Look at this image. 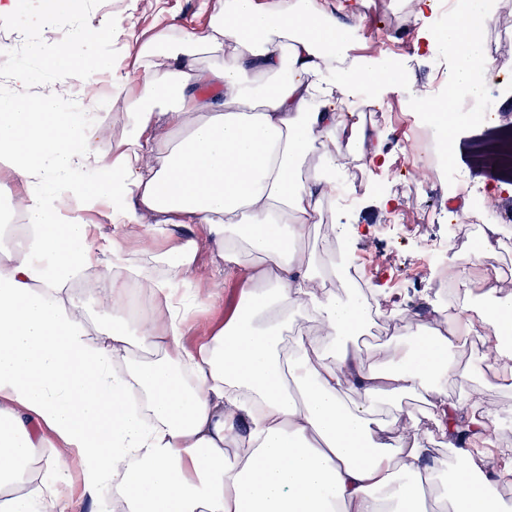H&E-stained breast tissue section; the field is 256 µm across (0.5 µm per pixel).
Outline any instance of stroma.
Instances as JSON below:
<instances>
[{
  "label": "stroma",
  "instance_id": "stroma-1",
  "mask_svg": "<svg viewBox=\"0 0 512 512\" xmlns=\"http://www.w3.org/2000/svg\"><path fill=\"white\" fill-rule=\"evenodd\" d=\"M57 10H49L46 0H18V16L9 25L0 26V47L12 37L26 35L35 49L44 50L70 40L83 25H106L112 29L109 50L119 58L121 72L136 68L139 46L160 30L202 32L211 15L224 0H63ZM386 0H369L359 18V34L367 51L386 52L398 58L408 79L395 91L382 95L373 109L381 118L375 126L387 137L392 152L387 168L371 171L354 170L348 178L343 199L337 200L331 220L344 229L359 227L349 249L351 260L373 258L368 272L369 287L382 289L391 307L426 313L430 305L440 304L430 278L424 275L423 243L446 236L454 218L441 210L440 201L449 188L447 176L435 173L415 178V169L404 154L402 140L412 124V100L421 90L442 88L437 65L444 59L439 46L415 49L412 32L393 24L384 9ZM463 152L456 172L462 173L481 197L483 179L495 178L512 184V168H493L486 161L488 147L512 142V127L484 128L471 113H464L460 127ZM390 200L393 210L401 214V223L380 214L379 204ZM220 262L207 245H200L195 273L185 284L192 300L199 303L197 312L182 338L186 348L215 334L232 314L244 289L241 278L219 275ZM486 385V399L497 411L501 426L492 439L512 445V379L501 372L480 374Z\"/></svg>",
  "mask_w": 512,
  "mask_h": 512
}]
</instances>
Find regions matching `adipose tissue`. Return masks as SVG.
Instances as JSON below:
<instances>
[{"label":"adipose tissue","instance_id":"adipose-tissue-1","mask_svg":"<svg viewBox=\"0 0 512 512\" xmlns=\"http://www.w3.org/2000/svg\"><path fill=\"white\" fill-rule=\"evenodd\" d=\"M480 21L434 23V0H395L416 42L448 51L446 92L417 93L449 155L459 96L479 97L485 21L503 0H479ZM346 0H224L200 33L156 32L138 52L141 81L118 75L108 27L14 71L0 96V178L19 190L23 242L0 262V512H69L61 493L79 472L96 512H421L426 489L448 512H512L474 447L497 427L456 353L483 329L486 357L512 371V291L493 262L501 228L484 225L481 273L448 270L455 299L427 315L385 311L336 274L333 255L302 245L345 188L351 168H383L386 139L360 110L405 81L400 62L365 52ZM64 69L106 84L90 111L67 112L36 92ZM124 99L125 132L108 108ZM154 223H145V216ZM111 237L95 233L96 220ZM200 225L201 239L183 236ZM164 238L169 273L134 265L124 239ZM250 286L223 327L196 349L180 345L191 305L178 284L199 244ZM113 312L94 327L71 291ZM138 283L149 311L123 310ZM390 314L386 354L354 339ZM308 329L285 337L288 325ZM153 351L150 359L142 351ZM468 387L445 398L448 384ZM430 397L448 444L440 469L416 426L392 411ZM47 476L29 478L34 462Z\"/></svg>","mask_w":512,"mask_h":512}]
</instances>
